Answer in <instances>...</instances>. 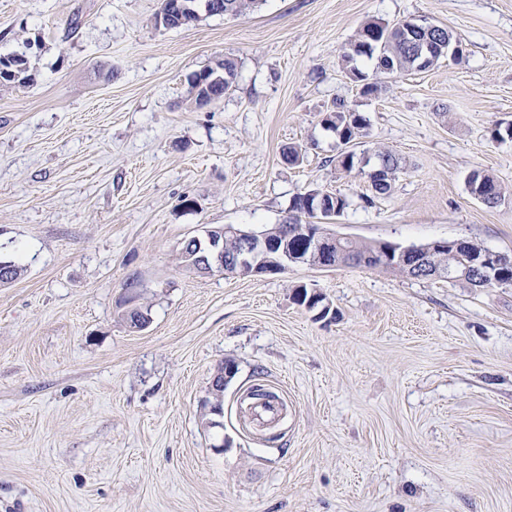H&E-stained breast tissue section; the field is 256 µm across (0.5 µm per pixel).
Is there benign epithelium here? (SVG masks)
Returning <instances> with one entry per match:
<instances>
[{"instance_id":"7a95c632","label":"benign epithelium","mask_w":512,"mask_h":512,"mask_svg":"<svg viewBox=\"0 0 512 512\" xmlns=\"http://www.w3.org/2000/svg\"><path fill=\"white\" fill-rule=\"evenodd\" d=\"M197 243L198 267L226 276L280 274L294 265L328 269L345 263L340 250L349 237L329 232L321 224H281L275 236L251 233L232 224L210 230L206 237H193ZM450 249L468 256L465 267H451L432 261L437 251ZM375 258L390 264L405 276L444 279L450 282L475 279L480 288L499 283L506 260L488 250L473 251L471 243L455 240L448 243L434 240L422 247L400 248L397 252L378 251Z\"/></svg>"}]
</instances>
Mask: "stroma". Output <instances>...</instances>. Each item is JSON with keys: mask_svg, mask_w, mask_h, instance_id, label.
Segmentation results:
<instances>
[{"mask_svg": "<svg viewBox=\"0 0 512 512\" xmlns=\"http://www.w3.org/2000/svg\"><path fill=\"white\" fill-rule=\"evenodd\" d=\"M159 6L0 0V55L38 75L0 87V260L22 269L0 285V512H512V286L179 260L313 188L347 196L332 229L356 240L512 253V140L491 138L512 123V0H262L179 29ZM369 19L445 26L466 55L361 94L341 55ZM227 58L232 89L196 107L191 78ZM339 101L368 121L361 151L401 158L389 196L336 169ZM476 170L504 202L470 195Z\"/></svg>", "mask_w": 512, "mask_h": 512, "instance_id": "obj_1", "label": "stroma"}]
</instances>
